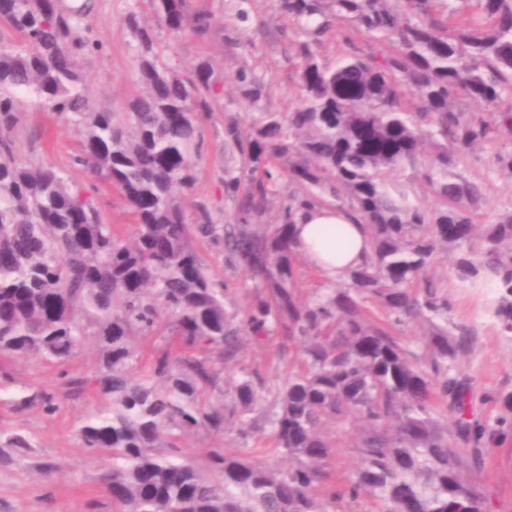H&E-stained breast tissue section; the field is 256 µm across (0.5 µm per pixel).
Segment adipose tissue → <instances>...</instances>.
Masks as SVG:
<instances>
[{
  "instance_id": "obj_1",
  "label": "adipose tissue",
  "mask_w": 512,
  "mask_h": 512,
  "mask_svg": "<svg viewBox=\"0 0 512 512\" xmlns=\"http://www.w3.org/2000/svg\"><path fill=\"white\" fill-rule=\"evenodd\" d=\"M293 221L299 252L328 280H337L369 255L365 228L347 209L307 206Z\"/></svg>"
}]
</instances>
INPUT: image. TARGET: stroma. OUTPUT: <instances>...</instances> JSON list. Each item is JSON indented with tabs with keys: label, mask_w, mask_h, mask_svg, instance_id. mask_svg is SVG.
Segmentation results:
<instances>
[{
	"label": "stroma",
	"mask_w": 512,
	"mask_h": 512,
	"mask_svg": "<svg viewBox=\"0 0 512 512\" xmlns=\"http://www.w3.org/2000/svg\"><path fill=\"white\" fill-rule=\"evenodd\" d=\"M192 4L212 11L222 20L224 29L206 43L160 31V41L168 45L167 58L173 67L184 73L198 59L209 58L224 76V96L232 101L233 116L244 125L252 112H286L297 106L296 79L289 60L293 24L279 11L277 0H249L250 18L245 22L237 18L235 0H192ZM129 5L130 0H97L95 29L107 51L85 65L88 95L96 107L111 112L126 111L129 100L140 89L131 38L123 26ZM243 67L252 70L266 86L257 103L238 96L234 77ZM14 140L19 158L42 160L62 171L69 183L86 188L104 223L132 230L131 216L120 194L73 164L80 138L66 121L49 112L27 109L14 131ZM493 155L490 148L477 151L464 167L468 177L484 178L490 184L485 202L478 209L482 224L496 220L503 209L512 206V178L494 169ZM225 158L224 115L218 112L201 129L197 180L185 202L188 221H195V205L199 202L209 206L215 224L231 219L234 205L225 197L222 184ZM195 247L210 277L226 284V308L245 313L253 294L248 272L227 261L223 242L199 239ZM427 276L447 292L452 321L477 330L470 348L457 358L455 368L469 382L475 412L494 419L500 410L490 402V395L512 391V341L500 335L488 311L485 292L459 288L449 258L437 256ZM95 362V344L90 339L62 362L35 355L0 356V512H113L104 479L109 461L91 455L78 436L85 420L107 410L110 402L92 386L77 391L71 385L72 379L90 377ZM303 365V355L282 336L272 334L257 340L246 335L237 354L224 363L223 386L231 388L247 373H259L265 386L253 415L261 420L272 410L278 389ZM47 393L54 396L56 410L45 408L42 397ZM324 429L336 443L328 470L336 480H343L357 464L352 424L329 422ZM16 437L25 440V447H9V440ZM186 446L205 471L210 468L209 453L214 448L241 458L252 457L261 448L268 465L278 470L289 465L276 448L271 428L261 424L245 436L232 427L203 433L188 440ZM484 453L486 465L478 484L488 496L489 512H512V437L488 444Z\"/></svg>",
	"instance_id": "35a3bbf8"
}]
</instances>
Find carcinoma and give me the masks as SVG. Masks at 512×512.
Here are the masks:
<instances>
[{
    "instance_id": "carcinoma-1",
    "label": "carcinoma",
    "mask_w": 512,
    "mask_h": 512,
    "mask_svg": "<svg viewBox=\"0 0 512 512\" xmlns=\"http://www.w3.org/2000/svg\"><path fill=\"white\" fill-rule=\"evenodd\" d=\"M305 33L296 46L300 103L256 112L248 130L224 119V144L240 167H224L237 202L218 227L208 206L186 223L182 200L196 184L201 126L225 111L224 78L201 58L170 67L149 11L176 38L208 42L221 23L190 0H132L124 28L133 41L140 91L124 113L98 109L80 63L102 54L94 0H0V354L64 361L89 337L98 349L93 382L112 407L79 428L83 446L112 460L106 476L115 512H326L325 504L369 495L381 512H488L472 480L486 439L512 434V391L489 396L502 414L474 417L453 363L475 329L448 317V297L428 281L437 255L454 253L465 287L489 286V312L512 335V205L475 223L486 183L462 172L475 147L495 149L512 177V0H279ZM349 23L344 50L319 56L330 20ZM243 98L265 85L238 71ZM73 125V163L121 194L131 235L102 222L81 188L38 160L16 157L24 103ZM300 192L276 196L279 164ZM411 172L423 194L395 180ZM279 222L264 223L272 199ZM345 207L365 225L370 254L341 284L300 299L293 215L306 205ZM224 233L231 261L258 279L244 318L224 306V285L206 273L196 236ZM429 324L419 359L394 333ZM283 336L305 356L268 420L288 470L261 456L210 451L200 470L180 442L240 426L260 400L251 374L227 391L224 359L241 334ZM168 335L142 374L137 337ZM456 416L443 424L440 407ZM357 424L358 467L344 482L327 471L333 444L325 420Z\"/></svg>"
}]
</instances>
